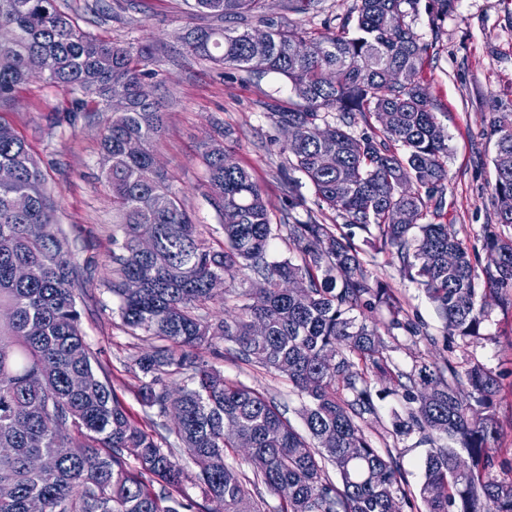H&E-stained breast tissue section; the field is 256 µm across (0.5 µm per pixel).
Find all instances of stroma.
I'll list each match as a JSON object with an SVG mask.
<instances>
[{
  "mask_svg": "<svg viewBox=\"0 0 512 512\" xmlns=\"http://www.w3.org/2000/svg\"><path fill=\"white\" fill-rule=\"evenodd\" d=\"M353 4L354 0H323L318 11L294 14L287 0H268L266 14L320 35L340 27ZM56 5L100 38L154 47L157 74L145 83L165 114V131L153 144L154 154L194 222L213 229V246H222L224 236L217 231L221 215L207 184L201 152L204 142L221 126L233 131L232 138L223 142L225 153L252 171L264 191L272 223H280L288 213L299 220L311 215L335 225L337 234L358 250L373 277L393 289L408 319L428 333L425 341L401 330L388 338V354L400 370L411 371L418 362L440 365L452 357L461 363L480 362L500 374L504 390L496 404L498 433L491 445L498 453L512 452V309L493 307L484 324L486 341L447 348L433 304L415 282L401 274L398 262L375 251L367 234L321 206L309 184L298 189L301 205L289 208L281 174L287 163L282 151L285 136L269 117L272 107L285 108L295 101L286 82L184 53L180 37L185 30L210 25L211 20L189 16L183 0H56ZM413 30L428 46L418 79L448 139L445 205L436 220L453 225L479 269L486 262L484 236L499 227L492 122L512 115V0H457L455 9L437 24L420 14ZM70 100L69 94L33 77L12 100L0 105V121L22 136L41 161L47 174L45 189L55 206L56 227L82 272L77 305L85 342L110 371L118 397L140 420L145 412L138 399L142 375L131 368L130 361L150 351L154 342L127 332L115 311L116 301L104 285L112 249V193L100 169V134L106 115L74 112L61 126L50 125L49 115L66 108ZM204 357L225 378L285 405L291 425L304 431L303 401L285 377L234 358L229 344L219 338ZM404 410L400 396L387 395L379 403L380 420L368 433L374 441H387L400 459L403 486L412 494L403 512H420L417 491L428 449L417 445L415 436L394 434L393 417Z\"/></svg>",
  "mask_w": 512,
  "mask_h": 512,
  "instance_id": "1",
  "label": "stroma"
}]
</instances>
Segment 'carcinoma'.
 I'll return each instance as SVG.
<instances>
[{"mask_svg":"<svg viewBox=\"0 0 512 512\" xmlns=\"http://www.w3.org/2000/svg\"><path fill=\"white\" fill-rule=\"evenodd\" d=\"M266 0H193L191 14L226 22L194 26L182 35L185 53L224 67L272 74L296 98L270 113L287 134L284 179L288 193L306 180L317 199L349 225L373 237L376 250L395 258L417 282L443 321L448 343L486 340L488 301L512 306V233L484 237L483 287L467 247L449 224L423 222L429 204L440 208L448 177L446 135L426 89L417 80L428 45L411 23L421 0H356L337 30L313 36L268 19L267 36L231 28L260 11ZM456 0H426L429 22L448 15ZM0 26L14 38L0 44V104L26 81L27 60L41 56L46 81L72 95L71 112L88 103L108 111L124 103L101 134L102 177L112 192V252L107 288L133 336H149L152 350L136 359L142 373L141 404L154 410L148 425L135 419L112 388L85 343L77 291L81 274L58 247L54 205L45 174L25 141L0 122V167L15 179L0 185V482L14 494L0 512H180L186 508V475L172 448L181 444L205 467L195 475L203 499H224V512H265L259 486L278 497V512H402L399 458L380 450L363 426L378 414L390 384L406 402L395 417V435L418 436L431 448L424 460L420 497L425 512H512V459L493 453L498 375L478 362L449 359L434 370L409 373L386 355L377 324L355 311L384 308L387 331L428 337L402 318L386 284L373 278L359 253L337 236L333 224L313 218L287 223L302 264L273 260V224L263 191L250 171L224 166L212 145L202 161L222 215L224 248L182 208L170 178L156 167L152 145L164 129L159 103L141 94L155 73L147 45L107 42L61 13L55 0H0ZM338 113L337 121H328ZM373 116L382 134L354 131L357 117ZM497 135L494 185L497 200L512 199V118L493 121ZM142 145L138 153L127 144ZM300 177H295V174ZM29 197L23 211L13 207ZM393 212H408L394 223ZM152 268L136 292L128 283ZM266 283L237 296V313L212 320L207 306L226 297L209 288L215 278ZM221 337L236 358L273 369L303 397L300 434L274 399L230 382L202 350ZM184 376L181 408L170 433H157L154 418L167 416L166 377ZM250 444L252 476L226 462L237 440ZM70 453L54 471L29 458ZM98 459L95 469L84 464ZM338 482H332L328 470Z\"/></svg>","mask_w":512,"mask_h":512,"instance_id":"1","label":"carcinoma"}]
</instances>
